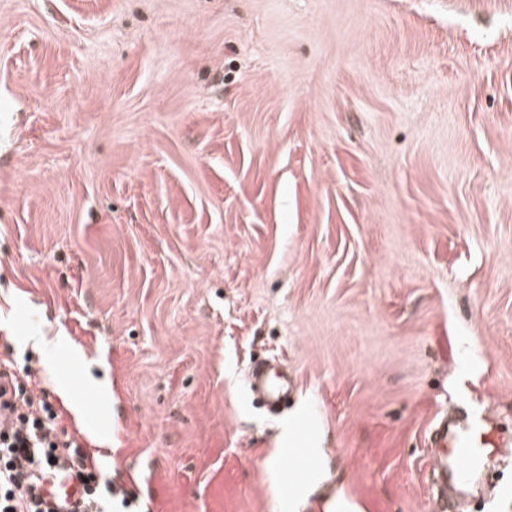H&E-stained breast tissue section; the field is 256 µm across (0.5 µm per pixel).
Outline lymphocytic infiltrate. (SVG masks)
I'll list each match as a JSON object with an SVG mask.
<instances>
[{"label": "lymphocytic infiltrate", "instance_id": "lymphocytic-infiltrate-1", "mask_svg": "<svg viewBox=\"0 0 512 512\" xmlns=\"http://www.w3.org/2000/svg\"><path fill=\"white\" fill-rule=\"evenodd\" d=\"M0 409L15 414L0 424V512H54L39 489L61 474L80 486L85 512H109L111 480L61 423L46 390L7 358L0 360Z\"/></svg>", "mask_w": 512, "mask_h": 512}]
</instances>
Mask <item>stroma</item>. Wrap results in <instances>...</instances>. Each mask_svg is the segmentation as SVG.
<instances>
[{"instance_id":"obj_1","label":"stroma","mask_w":512,"mask_h":512,"mask_svg":"<svg viewBox=\"0 0 512 512\" xmlns=\"http://www.w3.org/2000/svg\"><path fill=\"white\" fill-rule=\"evenodd\" d=\"M37 334L111 343L138 512H433L434 423L512 431V0H0V355L60 370ZM249 388L271 410L275 411L279 405L288 402L291 395L295 393L297 382L288 372L287 365L271 366L266 361H260L251 370ZM314 469L312 448H293L286 477L288 487L310 484L314 480Z\"/></svg>"}]
</instances>
